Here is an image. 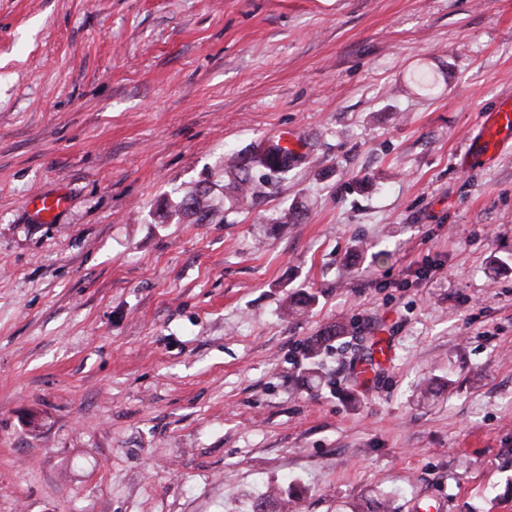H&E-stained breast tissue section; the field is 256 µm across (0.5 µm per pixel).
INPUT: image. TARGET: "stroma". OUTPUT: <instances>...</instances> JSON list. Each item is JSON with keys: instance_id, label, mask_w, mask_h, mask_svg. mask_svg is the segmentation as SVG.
<instances>
[{"instance_id": "35a3bbf8", "label": "stroma", "mask_w": 512, "mask_h": 512, "mask_svg": "<svg viewBox=\"0 0 512 512\" xmlns=\"http://www.w3.org/2000/svg\"><path fill=\"white\" fill-rule=\"evenodd\" d=\"M509 97L512 0H0V512H512ZM295 161V153L283 146L280 138L262 141L256 145L252 156V163L264 171L257 179L249 168L235 164H231L225 174L240 198L248 201L253 196L267 193V189L280 183ZM342 328L336 325L331 326L321 335L316 336L306 345V353L310 359H316L323 351L332 346V343L341 336Z\"/></svg>"}]
</instances>
